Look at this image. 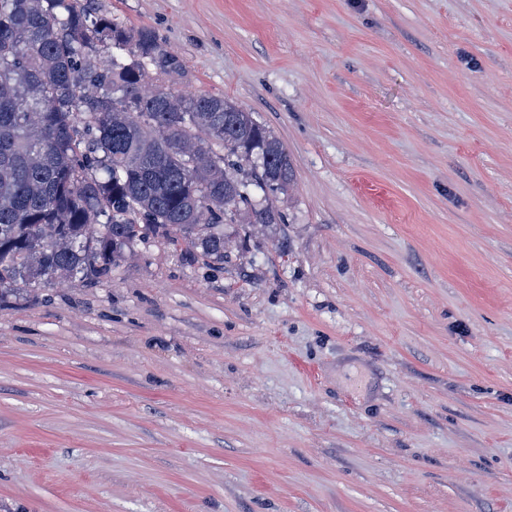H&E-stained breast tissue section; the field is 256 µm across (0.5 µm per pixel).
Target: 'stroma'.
Segmentation results:
<instances>
[{
  "instance_id": "35a3bbf8",
  "label": "stroma",
  "mask_w": 512,
  "mask_h": 512,
  "mask_svg": "<svg viewBox=\"0 0 512 512\" xmlns=\"http://www.w3.org/2000/svg\"><path fill=\"white\" fill-rule=\"evenodd\" d=\"M99 3L294 185L0 306V512H512V0Z\"/></svg>"
}]
</instances>
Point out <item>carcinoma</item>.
<instances>
[{
  "instance_id": "1",
  "label": "carcinoma",
  "mask_w": 512,
  "mask_h": 512,
  "mask_svg": "<svg viewBox=\"0 0 512 512\" xmlns=\"http://www.w3.org/2000/svg\"><path fill=\"white\" fill-rule=\"evenodd\" d=\"M183 58L98 0H0V305L93 286L149 237L224 263L228 224L282 223L293 163L255 113L182 95Z\"/></svg>"
}]
</instances>
